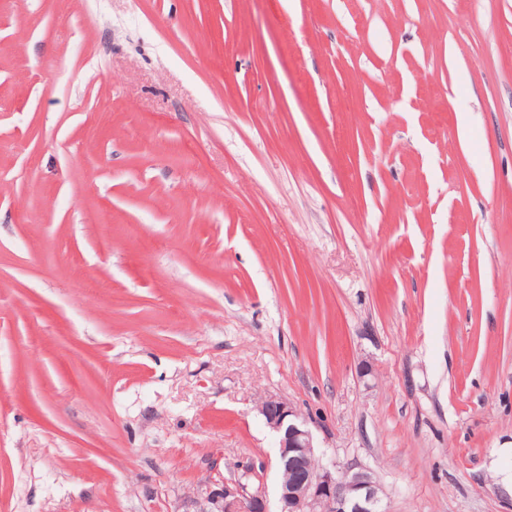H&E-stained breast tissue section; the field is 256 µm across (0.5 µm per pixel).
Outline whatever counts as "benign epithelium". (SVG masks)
Returning <instances> with one entry per match:
<instances>
[{"label":"benign epithelium","mask_w":512,"mask_h":512,"mask_svg":"<svg viewBox=\"0 0 512 512\" xmlns=\"http://www.w3.org/2000/svg\"><path fill=\"white\" fill-rule=\"evenodd\" d=\"M260 412L278 440L279 512H388L371 473L361 469L336 477V465L316 459L307 419L290 402L269 398ZM194 512H269L264 489L240 480L205 492Z\"/></svg>","instance_id":"benign-epithelium-1"}]
</instances>
